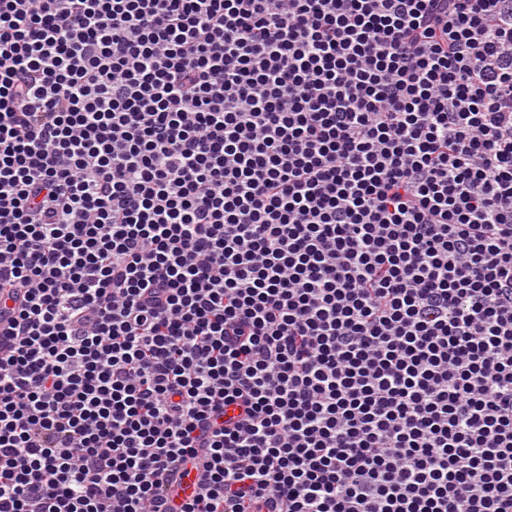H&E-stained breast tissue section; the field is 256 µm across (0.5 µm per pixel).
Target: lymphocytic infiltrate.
<instances>
[{
    "label": "lymphocytic infiltrate",
    "instance_id": "f902f5d3",
    "mask_svg": "<svg viewBox=\"0 0 512 512\" xmlns=\"http://www.w3.org/2000/svg\"><path fill=\"white\" fill-rule=\"evenodd\" d=\"M0 316V512H512V0H0Z\"/></svg>",
    "mask_w": 512,
    "mask_h": 512
}]
</instances>
